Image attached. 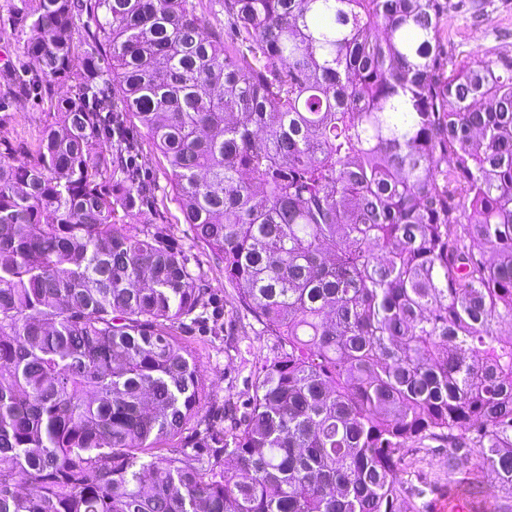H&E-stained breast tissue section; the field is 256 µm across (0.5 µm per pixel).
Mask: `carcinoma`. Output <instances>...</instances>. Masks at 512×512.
<instances>
[{"instance_id":"carcinoma-1","label":"carcinoma","mask_w":512,"mask_h":512,"mask_svg":"<svg viewBox=\"0 0 512 512\" xmlns=\"http://www.w3.org/2000/svg\"><path fill=\"white\" fill-rule=\"evenodd\" d=\"M58 98L0 160V512H413L404 458L475 452L512 512V54L460 60L464 0H6ZM87 35L79 41L76 34ZM131 113L184 223L288 349L198 447L212 323L188 259L119 225L154 202ZM198 12L199 15H202L209 23V32L215 27H224V40L228 43L231 41L229 25L226 18L224 17V13L221 11V8L218 4L209 2V0H203V2L200 3Z\"/></svg>"}]
</instances>
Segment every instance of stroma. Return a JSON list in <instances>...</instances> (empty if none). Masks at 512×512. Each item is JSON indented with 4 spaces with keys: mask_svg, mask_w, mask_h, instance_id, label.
<instances>
[{
    "mask_svg": "<svg viewBox=\"0 0 512 512\" xmlns=\"http://www.w3.org/2000/svg\"><path fill=\"white\" fill-rule=\"evenodd\" d=\"M472 2L471 10L443 16L441 30L446 41L472 57L512 54V0ZM49 96L33 93L23 104L0 106V155L17 164L35 158L41 132L58 119ZM125 121L140 145L142 172L156 186L154 205L137 215L136 225L161 228L165 244L189 257L191 268L202 276L203 287L222 309L221 333L195 328L180 334L206 379L207 395L200 410L206 417L224 402H244L253 392L255 367L279 355L284 345L239 303L236 288L224 276L223 260L203 249L191 226L184 223L166 160L133 115H126ZM447 455V444L435 441L408 453L404 479L416 492L411 505L418 512H448L454 501L463 500L470 504V512H494L500 494L493 491V476L480 457L472 456L467 469L452 478L441 465Z\"/></svg>",
    "mask_w": 512,
    "mask_h": 512,
    "instance_id": "stroma-1",
    "label": "stroma"
}]
</instances>
